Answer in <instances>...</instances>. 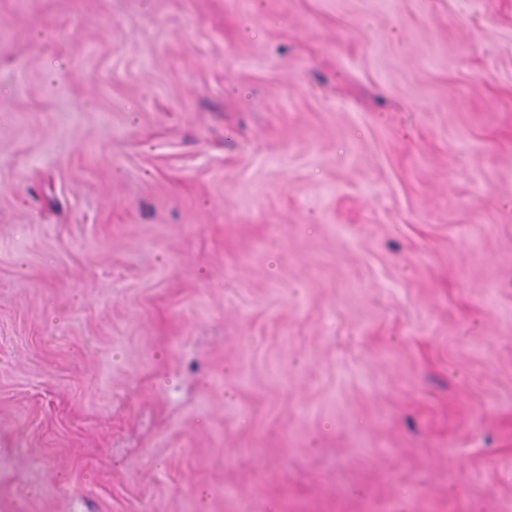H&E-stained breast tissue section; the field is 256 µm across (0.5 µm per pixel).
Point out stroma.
<instances>
[{
    "label": "stroma",
    "mask_w": 512,
    "mask_h": 512,
    "mask_svg": "<svg viewBox=\"0 0 512 512\" xmlns=\"http://www.w3.org/2000/svg\"><path fill=\"white\" fill-rule=\"evenodd\" d=\"M0 512H512V0H0Z\"/></svg>",
    "instance_id": "35a3bbf8"
}]
</instances>
